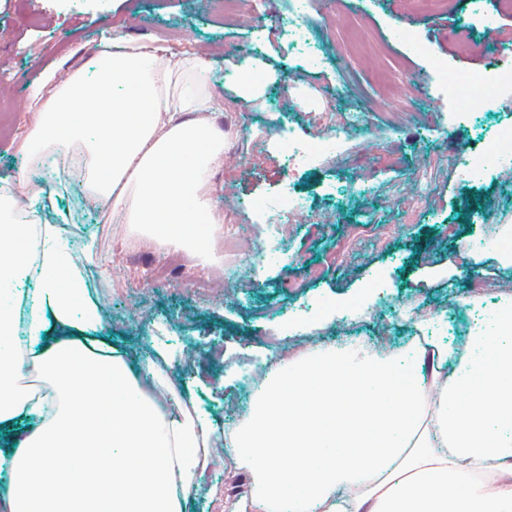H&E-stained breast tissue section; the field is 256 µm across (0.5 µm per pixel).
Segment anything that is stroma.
<instances>
[{
    "mask_svg": "<svg viewBox=\"0 0 512 512\" xmlns=\"http://www.w3.org/2000/svg\"><path fill=\"white\" fill-rule=\"evenodd\" d=\"M330 8V0H261L241 19L225 16L218 0H0V182L23 165L15 138L28 129V95L45 70L81 68L116 35L176 53L190 42L197 55L216 59L211 91L224 108L208 118L224 133V160L210 196L224 214L223 235L243 243L227 255L223 235L214 236L211 254L241 276L188 275L199 257L163 254L159 241L105 223L112 207L102 202L85 203L74 221L95 246L86 275L103 307L102 335L134 364L162 350L190 353L191 362L173 369L176 385L220 429L238 423L248 403L231 368L263 358L285 334L368 345L382 336L399 346L419 334L401 320L410 309L441 312L426 334L456 345L487 323L499 300L512 298V265L490 247L512 249V168L466 182L455 154L512 128V91L491 108L473 94L464 120L436 91L417 89L409 107H388L389 83L435 62L469 74L489 70L487 35L512 50V10L502 0H455L448 12L428 15L408 12L405 0H342L343 22L334 27ZM296 24L315 35L321 66H309L291 40ZM352 27L361 38L387 41L393 56L398 30L426 51L408 56L406 74L391 75L349 51ZM226 58L262 71L248 101L238 80L226 77ZM334 128L343 132L340 150L289 173L281 139L320 140ZM289 178L309 212L286 220L277 244L249 204L272 200ZM322 300L356 311L326 315L316 308ZM251 488L250 471L222 448L209 449L187 512H234Z\"/></svg>",
    "mask_w": 512,
    "mask_h": 512,
    "instance_id": "1",
    "label": "stroma"
}]
</instances>
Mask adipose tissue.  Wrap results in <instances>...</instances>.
I'll list each match as a JSON object with an SVG mask.
<instances>
[{"label": "adipose tissue", "mask_w": 512, "mask_h": 512, "mask_svg": "<svg viewBox=\"0 0 512 512\" xmlns=\"http://www.w3.org/2000/svg\"><path fill=\"white\" fill-rule=\"evenodd\" d=\"M210 59L122 36L48 73L27 105L31 163L78 153L81 194L179 251L224 216L207 187L224 137L205 115ZM197 113L184 121L185 113ZM27 175L0 184V434L17 431L0 512H185L223 447L252 474L247 512H512V308L460 345L415 339L284 351L249 369L252 404L220 430L156 365L99 338L92 241L29 209ZM38 283L26 302L16 285Z\"/></svg>", "instance_id": "adipose-tissue-1"}]
</instances>
